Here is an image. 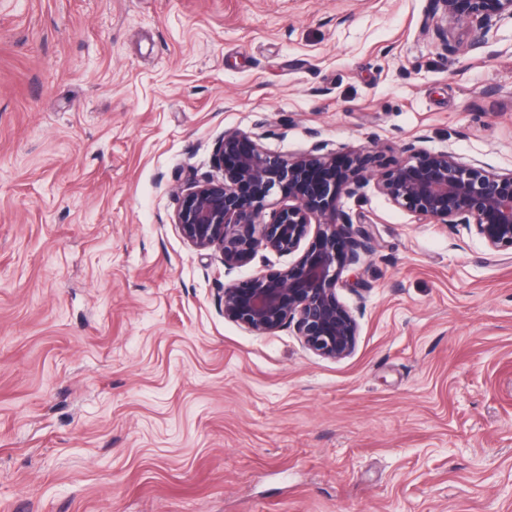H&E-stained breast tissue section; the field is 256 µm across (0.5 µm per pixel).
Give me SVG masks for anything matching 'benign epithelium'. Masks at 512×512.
<instances>
[{
	"label": "benign epithelium",
	"mask_w": 512,
	"mask_h": 512,
	"mask_svg": "<svg viewBox=\"0 0 512 512\" xmlns=\"http://www.w3.org/2000/svg\"><path fill=\"white\" fill-rule=\"evenodd\" d=\"M422 29L441 49L482 48L499 22L512 20V0H431ZM263 132L224 134L213 147L219 177L194 178L182 190L175 216L183 237L218 256L231 270L261 250L276 255L299 250L292 265L259 273L224 287V318L257 334L294 329L320 356L352 354L359 324L338 297L342 273L370 254L375 238L368 222L345 211L342 198L362 197L369 180L364 159L351 153L345 167L321 142L285 159L261 145ZM375 187L417 220L474 231L495 252H512V173L500 175L480 163L463 165L453 153H429L413 142ZM280 190L288 202L262 218L267 198Z\"/></svg>",
	"instance_id": "7a95c632"
}]
</instances>
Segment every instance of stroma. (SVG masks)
<instances>
[{
  "mask_svg": "<svg viewBox=\"0 0 512 512\" xmlns=\"http://www.w3.org/2000/svg\"><path fill=\"white\" fill-rule=\"evenodd\" d=\"M430 0H0V512H512V257L375 188L421 140L512 172V24ZM368 150L347 358L225 320L174 222L224 132ZM430 1L431 11L422 29L426 33L432 31L445 52H453L462 42L467 50L480 49L499 22L512 21V0Z\"/></svg>",
  "mask_w": 512,
  "mask_h": 512,
  "instance_id": "obj_1",
  "label": "stroma"
}]
</instances>
